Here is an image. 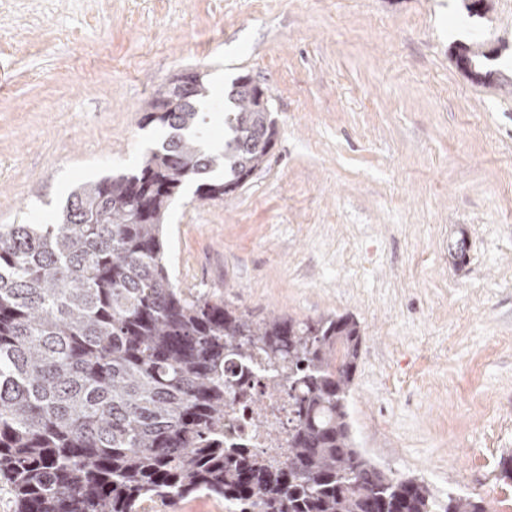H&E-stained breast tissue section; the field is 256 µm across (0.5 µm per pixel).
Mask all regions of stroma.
Wrapping results in <instances>:
<instances>
[{"label":"stroma","instance_id":"stroma-1","mask_svg":"<svg viewBox=\"0 0 512 512\" xmlns=\"http://www.w3.org/2000/svg\"><path fill=\"white\" fill-rule=\"evenodd\" d=\"M185 71L208 145L244 75L277 135L234 193L175 198L174 282L259 319L351 314L357 448L512 512V0H0V224L135 169L169 134L141 106Z\"/></svg>","mask_w":512,"mask_h":512}]
</instances>
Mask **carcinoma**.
Returning a JSON list of instances; mask_svg holds the SVG:
<instances>
[{
  "label": "carcinoma",
  "instance_id": "1",
  "mask_svg": "<svg viewBox=\"0 0 512 512\" xmlns=\"http://www.w3.org/2000/svg\"><path fill=\"white\" fill-rule=\"evenodd\" d=\"M198 74L142 109L174 130L130 173L77 187L59 224H0V479L16 512H143L156 500H224L227 512H487L480 500L397 478L355 448L346 399L361 330L351 315L256 319L171 278L164 226L197 182L201 202L243 186L273 146L264 90L239 77L224 146L199 144ZM467 239L448 245L466 261ZM262 351L288 388L284 459L224 441L247 399L226 363Z\"/></svg>",
  "mask_w": 512,
  "mask_h": 512
}]
</instances>
